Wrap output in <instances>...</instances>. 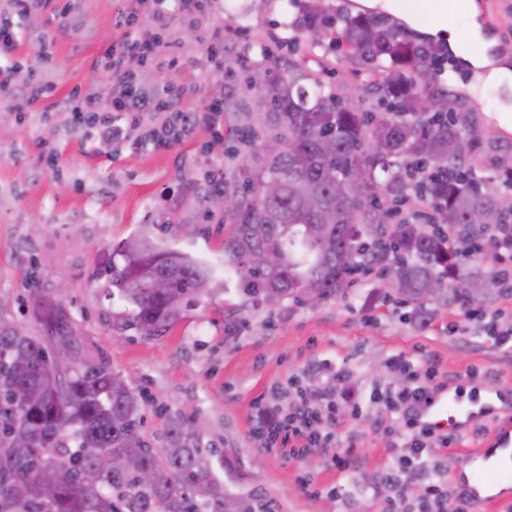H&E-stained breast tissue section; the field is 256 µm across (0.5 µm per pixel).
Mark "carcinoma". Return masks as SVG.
<instances>
[{"label":"carcinoma","instance_id":"obj_1","mask_svg":"<svg viewBox=\"0 0 512 512\" xmlns=\"http://www.w3.org/2000/svg\"><path fill=\"white\" fill-rule=\"evenodd\" d=\"M304 11L312 44L337 32L371 71L385 72V111L358 112L316 79L308 87L299 75L266 71L269 114L245 115L235 134L245 145L265 136L283 148L247 171L251 194L228 212L224 253L240 268L237 291L251 300L275 294L299 301L311 288L328 298L372 256L401 295L425 298L435 284L438 302L483 301L496 277L462 272L463 246L441 226L476 236L486 230L477 223L481 214L497 212L502 223L512 201L491 180L475 178L464 166L467 154L454 151L468 133L462 113L418 110V79L435 59L431 45L366 10L352 15L308 0ZM273 179L282 190L269 198L262 186ZM311 196L321 209L307 208ZM412 198L426 202L439 225L389 223ZM135 237L138 249L120 242L100 272L106 295L125 304L120 329L157 337L180 320L190 297L224 289L205 263L166 246L152 227ZM263 250L281 252V263L245 264ZM154 277L169 287H150ZM30 306L41 335L0 323V512H225L229 493L187 420H170L167 446L157 455L144 439L137 396L89 354L66 307L36 289ZM103 453L122 465L90 484L85 475ZM145 469L155 474L150 487L141 485ZM46 482L53 484L49 497ZM246 499L247 512H275L260 494Z\"/></svg>","mask_w":512,"mask_h":512}]
</instances>
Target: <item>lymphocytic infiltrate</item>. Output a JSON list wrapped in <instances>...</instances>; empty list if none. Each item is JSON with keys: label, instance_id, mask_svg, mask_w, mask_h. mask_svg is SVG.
Listing matches in <instances>:
<instances>
[{"label": "lymphocytic infiltrate", "instance_id": "lymphocytic-infiltrate-1", "mask_svg": "<svg viewBox=\"0 0 512 512\" xmlns=\"http://www.w3.org/2000/svg\"><path fill=\"white\" fill-rule=\"evenodd\" d=\"M202 0H123L117 13V26L125 30L121 41L109 44L101 58L100 66L112 85V99L101 103L89 91H77L65 102L53 101L54 86L48 73L23 70L20 64L0 65V97L11 100L19 112H68L74 120L95 128L98 138L104 142L122 140L126 121H140L150 115L161 118L163 126L179 128L182 133L193 131L200 123H214L224 110L223 100L217 99L201 109L185 107L192 86L176 80L162 87L151 89L141 86L130 59H137L144 67L159 63L169 71L181 67L176 57L165 56L166 44L161 35L175 20L195 21L200 17ZM152 11L159 29L151 33L141 32V11ZM435 379L433 369H426L422 378L411 381L388 392L390 408L397 416L395 435L404 438L400 460L408 475L427 468L428 450L433 445H447L448 437L438 436L428 428L418 426L414 418L416 405L425 397ZM344 404L352 418H360L369 403L365 394L356 388L337 389L329 381L311 391H303L291 411L281 407L261 406L256 410L258 436L265 438L267 446H279L294 453H307L318 448L334 449L332 463L344 470L351 465L350 451L336 450L338 418L337 404Z\"/></svg>", "mask_w": 512, "mask_h": 512}]
</instances>
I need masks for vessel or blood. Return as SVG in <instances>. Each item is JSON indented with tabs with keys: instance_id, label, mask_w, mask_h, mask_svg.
I'll return each mask as SVG.
<instances>
[{
	"instance_id": "obj_1",
	"label": "vessel or blood",
	"mask_w": 512,
	"mask_h": 512,
	"mask_svg": "<svg viewBox=\"0 0 512 512\" xmlns=\"http://www.w3.org/2000/svg\"><path fill=\"white\" fill-rule=\"evenodd\" d=\"M511 409L512 403L500 397L462 404L457 387L448 384L433 387L418 406L416 414L421 426L438 432L448 431L461 437L469 421L476 415L492 416ZM472 455L486 462L485 471H467L466 461ZM453 476L464 484L466 497L471 504L487 506L511 498L512 430L497 429L475 448L473 454H460L456 459Z\"/></svg>"
}]
</instances>
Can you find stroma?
I'll return each mask as SVG.
<instances>
[{"label":"stroma","mask_w":512,"mask_h":512,"mask_svg":"<svg viewBox=\"0 0 512 512\" xmlns=\"http://www.w3.org/2000/svg\"><path fill=\"white\" fill-rule=\"evenodd\" d=\"M284 5L206 0L203 25L174 29L175 51L187 62L176 77L198 88L188 107L224 95L222 76L203 78L188 66L204 52L210 25L220 24L235 41L225 60L243 55L255 67L312 75L340 97L361 84L358 110L378 111L379 83L366 79L346 48L304 40ZM117 7L116 0H34L21 21L0 8V23L17 22L14 61L49 71L55 97L92 87L106 101L112 89L95 61L123 35ZM483 75L444 50L427 88L458 95L478 138L469 154L478 176L512 198V133L497 131L491 120L512 93L484 87ZM237 126L229 114L224 136L202 123L158 148L143 126L130 124L124 139L104 143L92 127L70 126L67 115L22 119L0 104V321L38 334L32 292L55 296L59 279H67L64 305L90 352L138 393L152 447H165L167 423L179 415L196 424L199 445L229 493L261 494L276 512H385L386 477L398 468L401 441L390 435L391 414L382 404L370 405L361 419H339L342 447L361 461L350 474L332 466L330 448L293 456L263 447L255 436V403L273 397L288 404L330 368L343 371L350 385L396 387L403 378L390 366L396 356L433 365L439 381L457 384L474 400L482 390H512V343H495L480 319L453 302L436 305L432 320L414 319L416 303L397 295L384 276L314 306L243 303L224 254L232 225L208 185L213 178L240 192L248 188L244 172L262 149L239 146ZM145 224L169 246L206 261L227 284L223 293L189 302L181 319L152 339L119 328L124 304L109 299L97 277L113 244Z\"/></svg>","instance_id":"1"}]
</instances>
